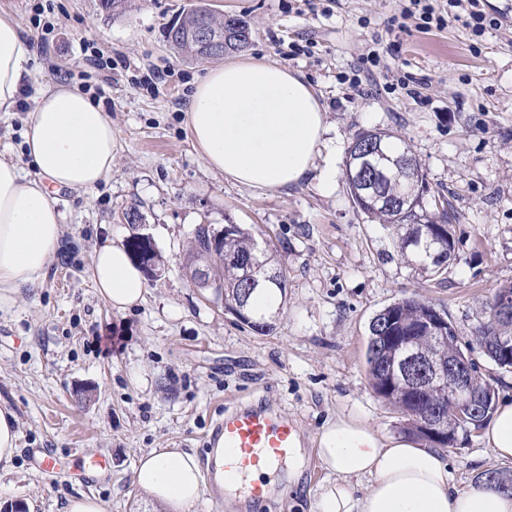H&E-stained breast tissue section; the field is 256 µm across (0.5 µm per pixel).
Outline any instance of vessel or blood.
<instances>
[{
    "label": "vessel or blood",
    "instance_id": "vessel-or-blood-1",
    "mask_svg": "<svg viewBox=\"0 0 512 512\" xmlns=\"http://www.w3.org/2000/svg\"><path fill=\"white\" fill-rule=\"evenodd\" d=\"M209 442L222 446L220 459L208 461L209 475L222 472L241 478L240 493L259 496V485L248 477L259 470L277 474L284 461L298 446L299 431L295 421L268 410L226 408L214 424Z\"/></svg>",
    "mask_w": 512,
    "mask_h": 512
}]
</instances>
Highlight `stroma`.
Wrapping results in <instances>:
<instances>
[{
	"mask_svg": "<svg viewBox=\"0 0 512 512\" xmlns=\"http://www.w3.org/2000/svg\"><path fill=\"white\" fill-rule=\"evenodd\" d=\"M218 15H240L252 30L243 54L301 72L327 108V146L316 178L258 195L210 170L196 151L185 109L206 65L185 60L164 30L199 2ZM403 0H131L107 16L98 0H0L29 38L35 56L19 111L0 112V158L28 167L27 114L44 88L100 86L116 152L111 175L88 191L55 192L64 248L42 285L22 290L0 311V407L18 419V453L0 472V512H64L69 498L95 493L106 512H155L134 482L141 455L182 448L204 457L206 436L238 403L278 410L295 420L300 474L273 500L240 506L206 493L191 512H315L330 475L318 454L323 423L365 421L402 438V415L374 393L365 368L368 325L387 305L416 296L446 312L468 338L487 302L512 283V0H481L498 27L472 35L461 22L443 29L394 30ZM313 42L311 54L282 57L288 43ZM111 57L88 71L84 43ZM383 54L372 78L351 88L369 49ZM155 88L141 81L152 68ZM421 79L418 98L396 81ZM387 130L409 148L431 191L459 218L445 276L417 272L391 230L355 206L345 165L354 135ZM137 208L158 252L144 302L112 309L90 277L93 251ZM199 224H240L272 247L288 277L287 301L268 335L242 325L223 302L193 287L182 263ZM449 450L452 481L465 487L501 463L479 432ZM56 462L43 469L37 449ZM105 457L91 482L75 481L85 460Z\"/></svg>",
	"mask_w": 512,
	"mask_h": 512,
	"instance_id": "stroma-1",
	"label": "stroma"
}]
</instances>
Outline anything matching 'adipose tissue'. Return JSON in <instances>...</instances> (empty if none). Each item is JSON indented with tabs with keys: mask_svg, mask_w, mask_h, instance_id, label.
<instances>
[{
	"mask_svg": "<svg viewBox=\"0 0 512 512\" xmlns=\"http://www.w3.org/2000/svg\"><path fill=\"white\" fill-rule=\"evenodd\" d=\"M33 58L30 41L0 14V112L15 110ZM186 118L206 166L260 195L309 178L327 132L326 108L301 73L250 57L207 68ZM24 153L35 178L0 160V310L11 309L21 289L40 285L59 254L62 216L51 188L85 191L111 174L112 121L78 87L42 90L29 114ZM90 273L113 309L143 301L145 277L120 241L94 252ZM482 439L498 460L512 461V402L497 408ZM318 454L332 478L316 512H512V492L483 479L456 487L440 449L379 436L359 420H328ZM134 480L160 512H190L205 491L195 454L180 448L143 454Z\"/></svg>",
	"mask_w": 512,
	"mask_h": 512,
	"instance_id": "1",
	"label": "adipose tissue"
}]
</instances>
